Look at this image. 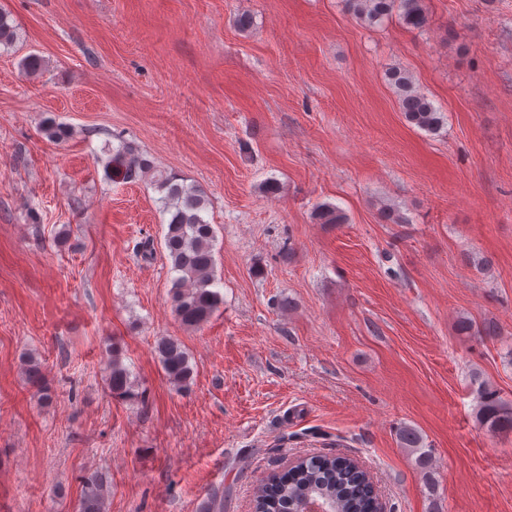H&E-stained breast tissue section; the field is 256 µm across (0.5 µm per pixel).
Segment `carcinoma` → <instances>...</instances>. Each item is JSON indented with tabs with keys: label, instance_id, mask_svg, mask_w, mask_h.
<instances>
[{
	"label": "carcinoma",
	"instance_id": "1",
	"mask_svg": "<svg viewBox=\"0 0 512 512\" xmlns=\"http://www.w3.org/2000/svg\"><path fill=\"white\" fill-rule=\"evenodd\" d=\"M354 18L372 25L395 14L409 29H423L429 24L425 0H348ZM390 80L399 95L405 120L427 132L435 133L443 125L442 112L432 100L415 89L411 75L395 69ZM107 168L121 181L135 182L150 178L163 193L162 212L168 215L164 247L176 273L170 289L172 310L187 328H199L208 323L224 303L215 289V258L213 246L216 231L205 217L207 200L203 191L193 185L178 182L171 173L157 168L134 147L124 144L111 155ZM316 219L323 224H339L341 213L329 204L315 209ZM162 369L175 385L185 387L193 378L189 355L173 337L157 341ZM108 385L111 393L121 399H133L134 381L119 354L112 353L108 363ZM26 376L39 387L42 399H49L44 385L41 364L28 360ZM476 419L493 433L512 432V404L500 399L496 390L483 384L479 388ZM404 448L417 454L416 462L427 465L433 450L426 447L420 432L410 426L399 431ZM107 483L93 472L83 477L79 512H105ZM323 499L331 512H373L370 478L355 468L353 459L341 456H313L282 472L273 473L258 486L255 493L256 512H300L309 497Z\"/></svg>",
	"mask_w": 512,
	"mask_h": 512
}]
</instances>
